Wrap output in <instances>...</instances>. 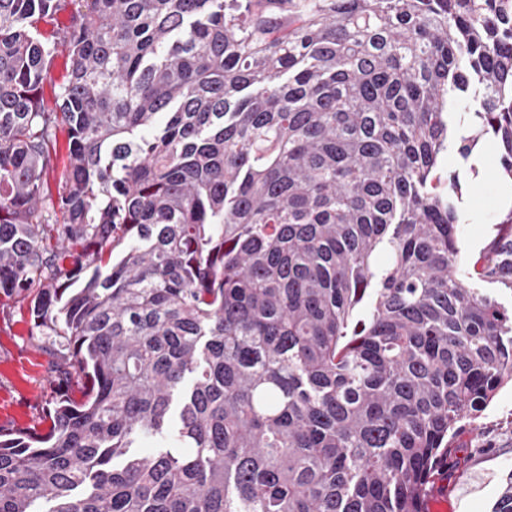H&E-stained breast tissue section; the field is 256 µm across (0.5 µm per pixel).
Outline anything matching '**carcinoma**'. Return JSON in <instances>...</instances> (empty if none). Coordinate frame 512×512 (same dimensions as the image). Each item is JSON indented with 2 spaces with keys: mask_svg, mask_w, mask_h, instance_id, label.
<instances>
[{
  "mask_svg": "<svg viewBox=\"0 0 512 512\" xmlns=\"http://www.w3.org/2000/svg\"><path fill=\"white\" fill-rule=\"evenodd\" d=\"M59 2L0 0V293L84 392L0 440V512H427L512 383V209L462 266L439 172L465 98L512 180V0H71L49 111ZM72 7H64L59 11L49 14L41 24V31L50 41H56V50L52 62L50 79L44 84L43 99L45 107L54 108L56 95L70 67V52L68 47L59 40V34L72 22ZM56 36V37H55ZM53 140L57 146L56 167L54 171H49L44 175V190H47L44 195L51 193L55 199L59 177L67 164L68 130L65 125L59 123L54 128Z\"/></svg>",
  "mask_w": 512,
  "mask_h": 512,
  "instance_id": "cac0c4a2",
  "label": "carcinoma"
}]
</instances>
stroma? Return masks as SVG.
Listing matches in <instances>:
<instances>
[{"mask_svg":"<svg viewBox=\"0 0 512 512\" xmlns=\"http://www.w3.org/2000/svg\"><path fill=\"white\" fill-rule=\"evenodd\" d=\"M65 7L49 14L41 25L45 37L57 45L50 77L43 87L46 108H53L70 67L68 47L57 37L72 22ZM450 138L440 160L442 171L459 175L458 211L461 216L462 257L478 256L495 233L506 210L500 195L506 183L500 175L498 143L480 139L468 158ZM34 291L12 297L0 295V433L44 429L48 401L59 393L79 396L76 374L58 337L36 328L31 314ZM456 441L468 452L461 467L450 472L442 497L449 512H492L502 483L512 472V385L499 389L473 424L463 426Z\"/></svg>","mask_w":512,"mask_h":512,"instance_id":"1","label":"stroma"}]
</instances>
